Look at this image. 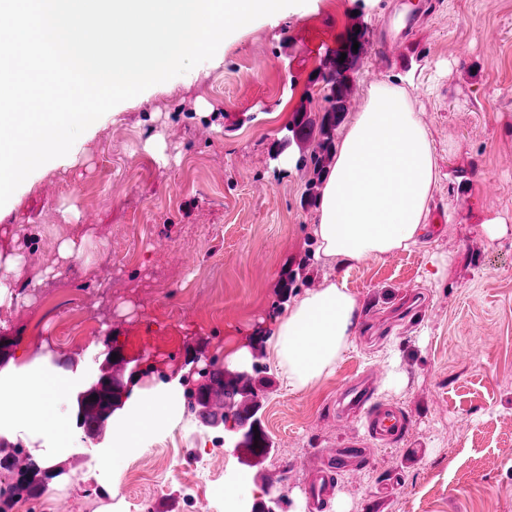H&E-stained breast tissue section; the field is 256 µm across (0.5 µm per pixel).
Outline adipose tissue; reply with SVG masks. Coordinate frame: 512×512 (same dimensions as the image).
<instances>
[{
	"instance_id": "adipose-tissue-1",
	"label": "adipose tissue",
	"mask_w": 512,
	"mask_h": 512,
	"mask_svg": "<svg viewBox=\"0 0 512 512\" xmlns=\"http://www.w3.org/2000/svg\"><path fill=\"white\" fill-rule=\"evenodd\" d=\"M435 148L404 90L374 86L336 147L317 224L316 257L341 265L380 260L417 244L428 231L429 201L438 185ZM358 305L344 284L306 291L278 315L272 347L294 392L330 377L353 343ZM87 384L82 369L60 373L34 357L0 368V436L43 438L37 456L56 464L71 452L74 430L63 404ZM182 386L172 378L132 388L112 416V439L99 457L119 461L140 453L143 439L174 421Z\"/></svg>"
}]
</instances>
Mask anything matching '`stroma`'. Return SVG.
Wrapping results in <instances>:
<instances>
[{"mask_svg": "<svg viewBox=\"0 0 512 512\" xmlns=\"http://www.w3.org/2000/svg\"><path fill=\"white\" fill-rule=\"evenodd\" d=\"M409 5L307 0L256 21L226 38L220 65L202 62L174 91L126 101L79 136L71 157L16 190L20 205L0 221V253L19 258L8 274L16 300L0 323L15 340L11 361L46 356L58 371L79 365L96 377L114 341L128 359L124 379L149 388L196 352L237 371L228 356L244 347L271 382L259 415L273 450L257 473L224 446V426L184 410L115 466L78 435L81 462L49 481L41 512L64 500L71 512H135L143 499L195 512L197 458L209 512L270 493L312 512L307 489L328 449L366 435L362 416L339 417L342 392L364 379L410 426L369 463L337 472L332 496L345 512H512V235L490 243L480 225L489 211L512 225V0H420L415 28L389 53L386 25ZM356 24L367 44L355 94L404 87L441 180L419 244L333 268L313 257L318 209L305 201L300 146L279 155L274 146L298 111L322 115L319 74ZM153 134L162 156L144 147ZM69 239L82 250L66 259ZM75 265L88 276L59 282ZM301 269L317 288L343 277L359 321L334 375L293 393L266 334L287 306L284 281ZM151 277L160 288L143 292Z\"/></svg>", "mask_w": 512, "mask_h": 512, "instance_id": "1", "label": "stroma"}]
</instances>
